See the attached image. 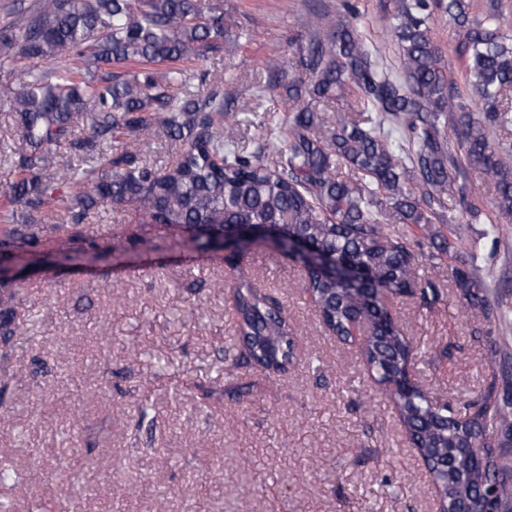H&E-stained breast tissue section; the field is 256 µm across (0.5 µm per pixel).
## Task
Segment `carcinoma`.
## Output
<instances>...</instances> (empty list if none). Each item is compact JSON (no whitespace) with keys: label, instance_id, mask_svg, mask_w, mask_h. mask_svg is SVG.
I'll return each instance as SVG.
<instances>
[{"label":"carcinoma","instance_id":"obj_1","mask_svg":"<svg viewBox=\"0 0 512 512\" xmlns=\"http://www.w3.org/2000/svg\"><path fill=\"white\" fill-rule=\"evenodd\" d=\"M460 29L457 45L468 86L481 102L472 112L448 87L442 54L430 35L432 8ZM471 0H399L391 35L399 67H387L355 27L313 12L315 34L298 48L304 78L288 82V113L277 164L235 146L224 124V101L202 95L186 66L218 53L224 12L207 0H42L19 27L0 30V44L29 61L14 73L10 104L16 133L29 151L19 155L14 182L0 195L28 212V223L0 230V252L35 247L59 207L73 214L71 241L97 258L105 248L78 230L100 202L136 207L148 224H162L197 251L224 237V225L277 224L275 249L287 253L298 237L363 274L327 272L311 256L302 265L323 322L350 338L353 324L371 323L360 353L376 384L389 391L400 422L422 455L444 512L484 507L494 493L497 512H512V394L495 383L476 400L440 402L412 378V340L388 301L416 285L412 254L382 224H433L455 207L471 220L497 222L469 184L478 170L494 189L493 208L512 213V155L493 139L512 112V37L502 26L500 0L478 18ZM51 67L40 68L38 64ZM116 65L97 79L91 68ZM163 65L166 71L155 67ZM320 102L336 103V123L324 129ZM85 133L75 134L78 125ZM180 142L176 162L159 171L134 150L155 125ZM456 140L457 148L451 147ZM64 146L85 168L56 165ZM347 174H342V170ZM472 314L487 322L493 307L463 268L453 271ZM15 276L0 275V360L18 347H47L23 313ZM238 313L236 362L279 371L294 355L293 329L277 300L260 287H234Z\"/></svg>","mask_w":512,"mask_h":512}]
</instances>
